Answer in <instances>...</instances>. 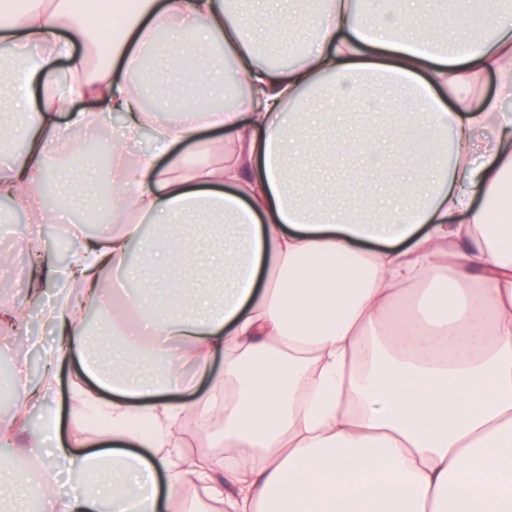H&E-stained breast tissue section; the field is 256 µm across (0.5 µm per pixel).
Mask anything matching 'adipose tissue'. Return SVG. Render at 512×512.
Returning a JSON list of instances; mask_svg holds the SVG:
<instances>
[{"label":"adipose tissue","mask_w":512,"mask_h":512,"mask_svg":"<svg viewBox=\"0 0 512 512\" xmlns=\"http://www.w3.org/2000/svg\"><path fill=\"white\" fill-rule=\"evenodd\" d=\"M255 0H140L116 25L92 27L71 0H24L0 24V46L27 73L53 83L52 97L17 100L23 125L0 135V153L22 139L24 158L0 178V197L36 224L74 223L97 172L67 184L54 158L82 125H114L109 221L79 241L65 264L44 259L54 290L40 318L59 340L40 346L39 382L18 377V416L0 423V444L48 463L38 478L0 480V494L44 500L54 512H164L177 485L204 484L230 512H512V12L485 0L484 38L460 31L445 41L447 12L471 0H317L299 60L261 61L259 40L280 20L253 21ZM165 32L156 43V32ZM104 45L89 66L74 46ZM40 54L28 62L26 51ZM246 92L220 112L200 94L215 84L212 48ZM159 56L178 75V95L143 111L130 93L144 62ZM68 59L63 84L55 59ZM493 74V94L475 88ZM322 112L366 102L357 152L387 143L331 194L294 185L312 158L300 146L304 103L319 84ZM104 104L59 120L74 100ZM150 153L128 157L142 136ZM426 145L429 188L401 178L389 203L375 187L415 143ZM207 156L189 166L180 146ZM219 218L224 294L210 301L170 235L203 214ZM109 268L113 287L96 273ZM159 279L130 288L136 271ZM100 312L98 328L83 315ZM102 336L122 349L111 367L87 357ZM223 375L211 372L216 355ZM78 359L93 387L70 395L72 413L107 409L109 433L84 449L61 438L50 401L63 363ZM210 389L179 402L188 378ZM112 390L102 402L98 389ZM224 400L218 447L241 451L228 483L186 455L173 431L181 414ZM39 410L28 429L25 417ZM71 477L58 494L57 466Z\"/></svg>","instance_id":"ef3b65f1"}]
</instances>
